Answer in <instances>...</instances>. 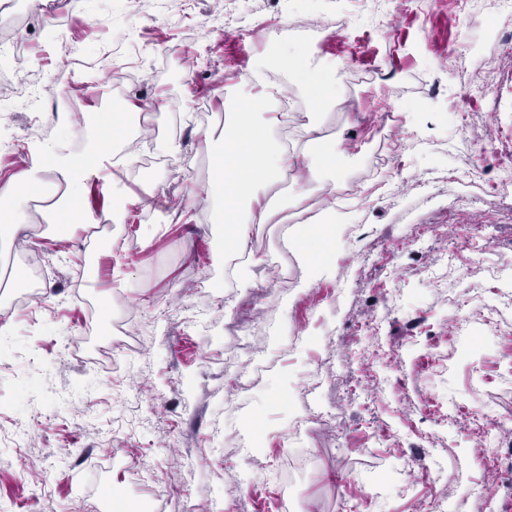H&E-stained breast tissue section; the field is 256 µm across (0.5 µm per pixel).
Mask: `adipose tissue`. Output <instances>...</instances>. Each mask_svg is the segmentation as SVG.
Instances as JSON below:
<instances>
[{"label":"adipose tissue","instance_id":"ef3b65f1","mask_svg":"<svg viewBox=\"0 0 512 512\" xmlns=\"http://www.w3.org/2000/svg\"><path fill=\"white\" fill-rule=\"evenodd\" d=\"M299 81L316 102L318 109L306 113L304 127L318 133L317 112L330 105L335 86L328 74L312 66L300 68ZM250 93L233 113L224 129V144L213 154L215 180L224 193V221L228 226L226 242L238 245L249 236L252 226L268 223L270 203L268 189L296 164H304L309 175H316L337 164L336 145L321 142L318 153L298 159L289 153L270 133L285 129L295 116L273 107L278 89L255 69L243 79ZM113 139L109 142L88 140L81 155L68 152L65 145L49 151L51 168L57 181L75 186L83 173L104 160H112L116 144L124 138L122 118L112 119ZM42 177L30 170L0 185V243L8 244L21 226L25 209L34 191L40 190Z\"/></svg>","mask_w":512,"mask_h":512}]
</instances>
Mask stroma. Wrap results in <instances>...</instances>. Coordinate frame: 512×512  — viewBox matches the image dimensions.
I'll list each match as a JSON object with an SVG mask.
<instances>
[{"label":"stroma","instance_id":"obj_1","mask_svg":"<svg viewBox=\"0 0 512 512\" xmlns=\"http://www.w3.org/2000/svg\"><path fill=\"white\" fill-rule=\"evenodd\" d=\"M134 27L145 61L117 83L102 47ZM21 62L0 75V183L47 145L93 133L94 115L135 103L136 127L170 162L90 170L74 208L110 217L119 186L158 185L110 240L89 228L29 242L41 209L0 263L39 255L38 298L0 294L15 360L0 364V512H105L111 492L145 512H428L441 462L450 512H512V310L486 330L500 258L512 257V10L498 0H25L0 17ZM290 48L336 71L320 137L340 167L289 171L273 216L224 248L222 191L204 138L220 142L259 57L297 112L310 102L277 63ZM48 107L34 130L17 81ZM383 153L391 174L372 176ZM468 172L466 183L453 180ZM362 183L351 215L318 231L287 207L323 183ZM439 234L417 237L419 225ZM310 247L315 266L297 260ZM466 322H458V315ZM380 322L371 333L372 322ZM241 327L238 338L227 324ZM440 359L426 362L429 346ZM120 371H113V361ZM491 406L501 458L458 407Z\"/></svg>","mask_w":512,"mask_h":512}]
</instances>
